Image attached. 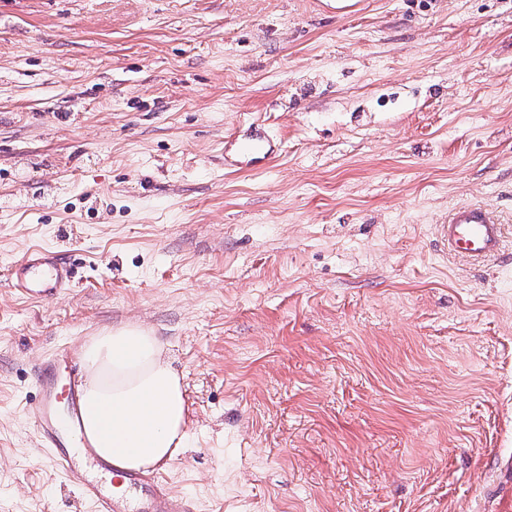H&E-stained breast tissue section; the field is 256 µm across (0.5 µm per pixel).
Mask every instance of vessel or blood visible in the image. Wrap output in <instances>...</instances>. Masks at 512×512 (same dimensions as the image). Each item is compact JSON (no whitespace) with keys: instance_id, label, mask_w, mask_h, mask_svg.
I'll return each mask as SVG.
<instances>
[{"instance_id":"b4317fda","label":"vessel or blood","mask_w":512,"mask_h":512,"mask_svg":"<svg viewBox=\"0 0 512 512\" xmlns=\"http://www.w3.org/2000/svg\"><path fill=\"white\" fill-rule=\"evenodd\" d=\"M275 154V142L261 122H253L246 137L232 132L224 137L226 171L263 168ZM435 231L455 254L476 261L501 255L503 226L485 206L455 207ZM8 281L17 294L45 301L70 290L74 273L61 252L36 247L11 267ZM75 363L67 347H58L37 369L40 394L27 411L53 468L93 504L94 512H196L195 504L173 492L158 473L120 471L96 453L82 430L83 376Z\"/></svg>"}]
</instances>
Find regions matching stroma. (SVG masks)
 <instances>
[{"instance_id": "stroma-1", "label": "stroma", "mask_w": 512, "mask_h": 512, "mask_svg": "<svg viewBox=\"0 0 512 512\" xmlns=\"http://www.w3.org/2000/svg\"><path fill=\"white\" fill-rule=\"evenodd\" d=\"M265 122L259 171L224 135ZM482 202L507 259L435 226ZM73 254L31 302L8 270ZM152 330L200 512L512 496V0H0V512H91L25 416L63 344ZM250 134L239 138L235 132L224 137V169L237 172L242 169L256 170L263 168L274 159L275 142L262 122L251 124ZM8 281L17 294L45 301L70 290L74 273L70 261L61 252L36 247L11 267Z\"/></svg>"}]
</instances>
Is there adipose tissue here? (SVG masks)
Segmentation results:
<instances>
[{"instance_id":"adipose-tissue-1","label":"adipose tissue","mask_w":512,"mask_h":512,"mask_svg":"<svg viewBox=\"0 0 512 512\" xmlns=\"http://www.w3.org/2000/svg\"><path fill=\"white\" fill-rule=\"evenodd\" d=\"M85 436L122 471L169 466L182 452L189 405L163 346L138 325L106 329L85 345Z\"/></svg>"}]
</instances>
